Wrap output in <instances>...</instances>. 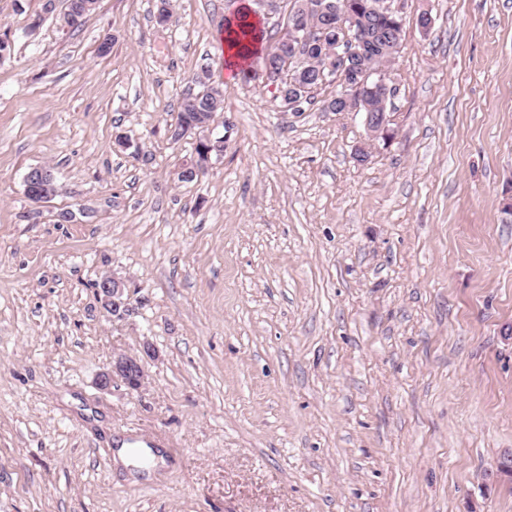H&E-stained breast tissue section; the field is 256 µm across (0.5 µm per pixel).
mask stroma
<instances>
[{"mask_svg": "<svg viewBox=\"0 0 512 512\" xmlns=\"http://www.w3.org/2000/svg\"><path fill=\"white\" fill-rule=\"evenodd\" d=\"M46 1L0 0V512H512L484 478L512 451V0H408L362 162L333 87L295 114L229 74L234 0H97L76 30ZM202 75L224 157L183 183ZM121 353L142 386L100 390ZM124 437L155 479L116 471ZM202 89L195 95L189 94L180 106L177 116L175 130H187L185 136L191 134L196 141V146L210 145L213 141L211 122H204L212 119L218 113L224 112V89L219 85H212L199 80ZM215 94L216 98L212 95ZM190 129V127H198ZM24 190L37 203L52 199L56 193L52 171L43 166L32 167L24 177ZM97 294L105 310L112 316H119L128 308V297L125 288L114 277L105 276L97 283Z\"/></svg>", "mask_w": 512, "mask_h": 512, "instance_id": "35a3bbf8", "label": "stroma"}]
</instances>
